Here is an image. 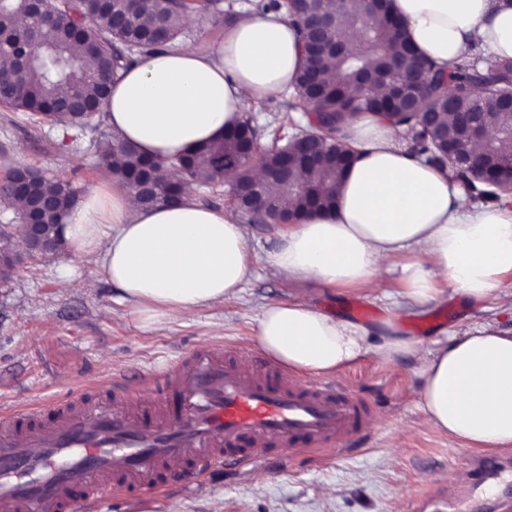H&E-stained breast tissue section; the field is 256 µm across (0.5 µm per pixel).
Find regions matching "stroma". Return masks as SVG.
I'll list each match as a JSON object with an SVG mask.
<instances>
[{
  "instance_id": "obj_1",
  "label": "stroma",
  "mask_w": 512,
  "mask_h": 512,
  "mask_svg": "<svg viewBox=\"0 0 512 512\" xmlns=\"http://www.w3.org/2000/svg\"><path fill=\"white\" fill-rule=\"evenodd\" d=\"M89 145V136L75 140L0 107V175L25 164L85 189L100 170ZM243 225L249 274L241 292L155 328L134 318L132 304L104 279L98 255L68 247L24 256L0 280V413L78 385H105L118 370L137 379L195 347L257 346L258 319L278 301H304L347 320L351 304L369 306L376 314L364 325L374 345L388 335L431 341L485 322L512 334V301L470 300L444 282L433 301L418 306L404 298L395 272L361 287L279 279L264 256L286 226ZM65 276L67 289L59 286ZM333 378L369 406L366 432L348 450L270 458L245 474L230 466L198 477L174 473L159 491L113 492L97 512H419L431 488L459 482L448 451L461 442L423 426L413 360L388 362L371 351Z\"/></svg>"
}]
</instances>
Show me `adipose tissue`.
Listing matches in <instances>:
<instances>
[{
  "label": "adipose tissue",
  "mask_w": 512,
  "mask_h": 512,
  "mask_svg": "<svg viewBox=\"0 0 512 512\" xmlns=\"http://www.w3.org/2000/svg\"><path fill=\"white\" fill-rule=\"evenodd\" d=\"M393 10L420 53L444 68L470 48L512 57V0H393ZM300 64L288 20L245 12L209 51L186 45L142 57L113 84L103 110L124 142L172 159L221 136L258 102L292 91ZM341 145L356 161L336 189L335 210L305 216L267 252L274 276L367 284L407 254L401 279L415 303L431 301L441 278L470 298L503 297L502 278L512 272V201L468 199L448 172L411 154L393 126L369 114L350 124ZM111 170L104 165L82 192L63 232L74 251L101 257L140 322L188 317L241 290L249 270L242 224L189 198L144 207L134 193L110 189ZM257 340L297 373L332 374L372 349L387 360L416 356L424 426L476 448L512 446V335L492 325L430 347L386 336L373 348L363 326L281 301L263 312Z\"/></svg>",
  "instance_id": "ef3b65f1"
}]
</instances>
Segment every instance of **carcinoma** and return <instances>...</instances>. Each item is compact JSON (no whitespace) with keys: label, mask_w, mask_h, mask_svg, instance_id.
<instances>
[{"label":"carcinoma","mask_w":512,"mask_h":512,"mask_svg":"<svg viewBox=\"0 0 512 512\" xmlns=\"http://www.w3.org/2000/svg\"><path fill=\"white\" fill-rule=\"evenodd\" d=\"M255 8L280 12L296 28L302 44V66L295 93L300 99L312 98L311 111L318 114L321 125L315 135L325 143L316 163H308L301 152L288 153V164L306 174L284 186L275 183L283 197L295 199L306 211L329 208L335 202L336 186L341 180L347 155L337 141L345 128L367 113L411 134L412 151L442 171H450L461 181L468 196L475 200L499 197L512 190V107L501 96L512 89V58L487 59L465 54L452 70L421 56L409 41L405 28L390 10L389 0H381L382 19L366 17L364 0H340L339 16L347 27L335 28L330 42L341 50L323 52L309 44L306 30L312 18L324 10L323 0H257ZM212 11L230 24L236 18L233 8L223 9L212 0H47L43 10L32 14L26 0H0V33L11 39L0 43V59L10 67L0 69V106L29 112L38 119L65 129L84 125L81 114L71 110L74 101L102 112V102L118 74L159 49L176 47L183 34L184 20L194 12ZM28 24L17 27L19 17ZM87 18L95 21L97 32L84 31ZM363 29V39L353 41L349 31ZM81 43L96 60L94 69L85 67L74 55L72 46ZM334 61L340 82L323 78L326 60ZM418 66L432 78V96L427 107L441 102V111H452L453 121L435 129L425 128L403 112L401 102L380 97L377 88L399 79L401 74ZM453 97H445L446 92ZM484 120L495 130L482 150L472 154L468 173L458 174L448 158V150L471 154L472 141L466 124ZM271 131L272 146L262 155L263 168L272 170L280 164L283 141L279 134L286 123ZM259 130L252 119L241 117L218 140L205 142L183 157L151 160L117 136L98 139L92 145L93 157L105 164L119 155L121 165L113 168L116 183L131 191L136 189L140 173L151 171L157 200L161 205L177 200L185 183L224 185V172L233 170L238 180L249 178L248 145L258 140ZM39 190L58 200L62 209L79 202L77 191L68 181L48 177L40 171Z\"/></svg>","instance_id":"obj_1"}]
</instances>
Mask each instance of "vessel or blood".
<instances>
[{
	"label": "vessel or blood",
	"instance_id": "1",
	"mask_svg": "<svg viewBox=\"0 0 512 512\" xmlns=\"http://www.w3.org/2000/svg\"><path fill=\"white\" fill-rule=\"evenodd\" d=\"M367 403L326 379L293 382L253 349L182 354L162 371L112 378L106 395L80 388L13 414L0 428V512H77L116 489L160 485L166 472L346 446L366 425ZM466 486L439 488L423 512H512V458L462 454Z\"/></svg>",
	"mask_w": 512,
	"mask_h": 512
}]
</instances>
